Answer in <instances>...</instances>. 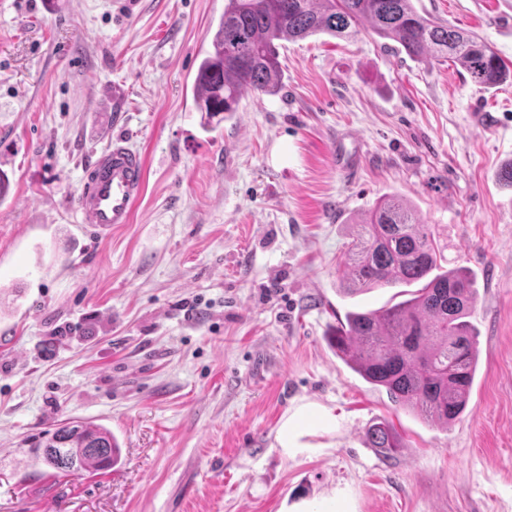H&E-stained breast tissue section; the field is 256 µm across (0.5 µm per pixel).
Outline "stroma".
<instances>
[{"instance_id":"obj_1","label":"stroma","mask_w":512,"mask_h":512,"mask_svg":"<svg viewBox=\"0 0 512 512\" xmlns=\"http://www.w3.org/2000/svg\"><path fill=\"white\" fill-rule=\"evenodd\" d=\"M225 3L0 0V512H512V81L319 34L280 42L279 92L208 131L192 82ZM415 4L512 62V0ZM116 134L145 185L92 240L76 201ZM391 193L475 281L479 368L449 426L327 342L408 296H347L337 267ZM69 418L110 429L120 463L36 465ZM377 418L394 457L368 442ZM367 438L372 448H379L385 457H391L402 448L394 427L385 419L377 420L367 430Z\"/></svg>"}]
</instances>
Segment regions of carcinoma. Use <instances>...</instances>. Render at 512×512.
<instances>
[{"instance_id": "1", "label": "carcinoma", "mask_w": 512, "mask_h": 512, "mask_svg": "<svg viewBox=\"0 0 512 512\" xmlns=\"http://www.w3.org/2000/svg\"><path fill=\"white\" fill-rule=\"evenodd\" d=\"M365 28L396 42L413 59L458 64L485 89L512 79V63L474 34L421 13L413 0H228L211 49L197 68L195 107L209 119L230 116L245 91L276 94L279 40L318 33L350 36ZM443 261L412 206L397 195L382 199L344 254L346 291L396 284L420 288L386 309L348 312L328 342L352 370L385 388L394 402L450 425L467 407L479 350L468 321L475 302L470 275L442 269ZM367 438L386 457L401 448L386 420L374 422ZM32 453L55 476L75 470L97 473L121 460L112 432L83 420L46 433Z\"/></svg>"}]
</instances>
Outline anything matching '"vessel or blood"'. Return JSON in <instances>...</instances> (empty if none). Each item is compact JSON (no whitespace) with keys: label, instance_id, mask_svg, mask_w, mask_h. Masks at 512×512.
<instances>
[{"label":"vessel or blood","instance_id":"vessel-or-blood-1","mask_svg":"<svg viewBox=\"0 0 512 512\" xmlns=\"http://www.w3.org/2000/svg\"><path fill=\"white\" fill-rule=\"evenodd\" d=\"M144 177L140 153L124 139L112 138L86 168L78 196L81 224L103 236L115 225L129 223Z\"/></svg>","mask_w":512,"mask_h":512}]
</instances>
